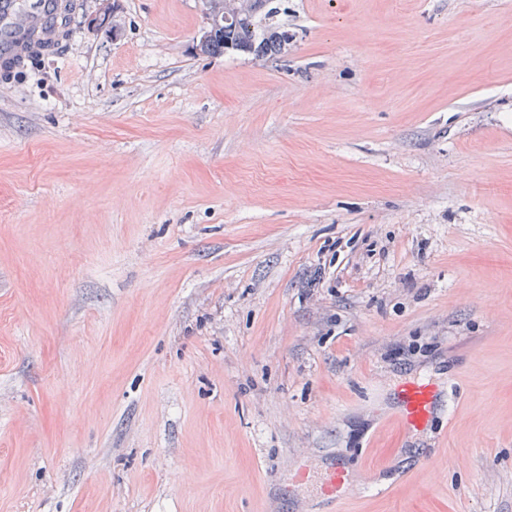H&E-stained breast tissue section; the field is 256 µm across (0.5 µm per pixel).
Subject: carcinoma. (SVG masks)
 I'll list each match as a JSON object with an SVG mask.
<instances>
[{
  "label": "carcinoma",
  "instance_id": "obj_1",
  "mask_svg": "<svg viewBox=\"0 0 512 512\" xmlns=\"http://www.w3.org/2000/svg\"><path fill=\"white\" fill-rule=\"evenodd\" d=\"M283 0H209L219 25L197 43L203 54L215 55L229 51L257 57L279 58L288 54V31L275 21L281 13Z\"/></svg>",
  "mask_w": 512,
  "mask_h": 512
}]
</instances>
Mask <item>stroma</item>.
<instances>
[{
  "mask_svg": "<svg viewBox=\"0 0 512 512\" xmlns=\"http://www.w3.org/2000/svg\"><path fill=\"white\" fill-rule=\"evenodd\" d=\"M76 2L0 68V512H512V0ZM283 0H210V8L219 25L208 31L213 17L204 7V25L196 47L202 54H225L229 51L256 57L279 58L287 55L290 37L275 21L286 7ZM394 395L397 402L391 420L405 435L423 430L436 410V390L428 383L408 382L399 386ZM295 480L307 485L314 497H320L336 503L342 500L353 489V478L344 469L331 466L319 471H309L299 468Z\"/></svg>",
  "mask_w": 512,
  "mask_h": 512,
  "instance_id": "1",
  "label": "stroma"
}]
</instances>
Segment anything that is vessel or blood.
<instances>
[{"label":"vessel or blood","instance_id":"obj_1","mask_svg":"<svg viewBox=\"0 0 512 512\" xmlns=\"http://www.w3.org/2000/svg\"><path fill=\"white\" fill-rule=\"evenodd\" d=\"M62 39L61 32L44 28L41 14L24 13L20 0H0V61L28 59L42 48H57ZM395 399L391 419L408 435L428 425L436 410L438 394L430 384L408 382L396 389ZM295 480L307 485L314 496L332 502L342 500L353 488L352 476L336 466L313 472L297 469Z\"/></svg>","mask_w":512,"mask_h":512}]
</instances>
